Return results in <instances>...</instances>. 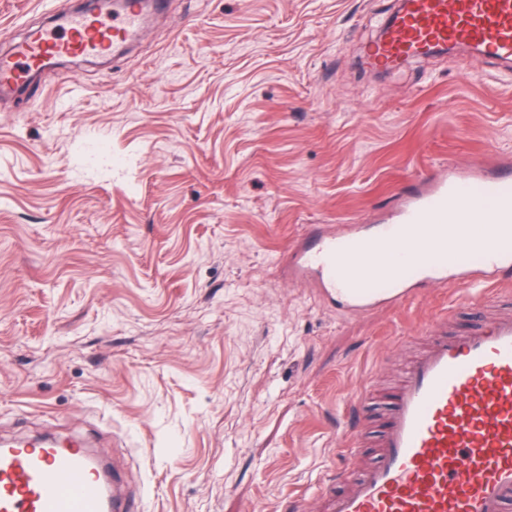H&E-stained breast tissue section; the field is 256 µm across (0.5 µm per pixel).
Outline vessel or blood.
I'll list each match as a JSON object with an SVG mask.
<instances>
[{
  "label": "vessel or blood",
  "instance_id": "1",
  "mask_svg": "<svg viewBox=\"0 0 512 512\" xmlns=\"http://www.w3.org/2000/svg\"><path fill=\"white\" fill-rule=\"evenodd\" d=\"M129 0L118 19L71 18L62 37L23 39L0 57V94L69 56L125 53L146 19ZM448 43L512 61V0H410L368 50L376 65ZM288 278L341 297L357 313L399 306L429 283L482 287L486 319L456 332L440 318L395 392L376 461L333 470L324 512H512V167L473 165L423 178L381 224L339 233L310 225ZM369 389L348 404L345 432L363 436ZM117 474L79 439L0 444V512H132Z\"/></svg>",
  "mask_w": 512,
  "mask_h": 512
}]
</instances>
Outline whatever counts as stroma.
Here are the masks:
<instances>
[{"mask_svg":"<svg viewBox=\"0 0 512 512\" xmlns=\"http://www.w3.org/2000/svg\"><path fill=\"white\" fill-rule=\"evenodd\" d=\"M77 0H0V53ZM398 0H164L135 48L0 100V437L94 442L143 512H319L369 463L439 315L350 313L292 283L310 225L377 224L429 172L512 165V69L465 53L376 74ZM371 380L364 447L346 402Z\"/></svg>","mask_w":512,"mask_h":512,"instance_id":"1","label":"stroma"}]
</instances>
